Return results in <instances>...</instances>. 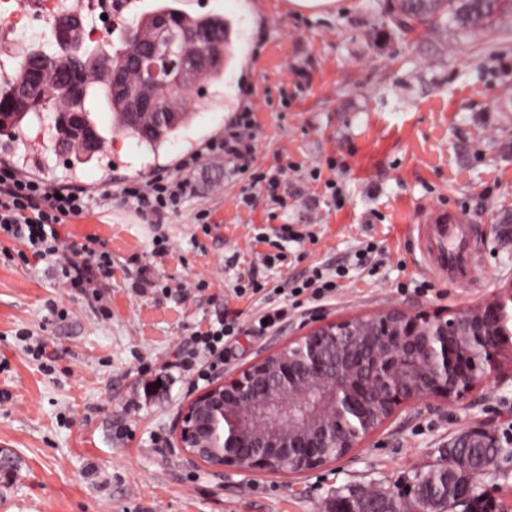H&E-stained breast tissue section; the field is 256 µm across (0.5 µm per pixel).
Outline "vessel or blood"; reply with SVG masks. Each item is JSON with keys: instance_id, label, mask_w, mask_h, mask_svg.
<instances>
[{"instance_id": "obj_1", "label": "vessel or blood", "mask_w": 512, "mask_h": 512, "mask_svg": "<svg viewBox=\"0 0 512 512\" xmlns=\"http://www.w3.org/2000/svg\"><path fill=\"white\" fill-rule=\"evenodd\" d=\"M469 224L452 211H435L422 226L420 249L433 274L466 282L472 265Z\"/></svg>"}]
</instances>
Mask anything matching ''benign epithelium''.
<instances>
[{
	"mask_svg": "<svg viewBox=\"0 0 512 512\" xmlns=\"http://www.w3.org/2000/svg\"><path fill=\"white\" fill-rule=\"evenodd\" d=\"M177 19L158 12L128 26L120 39L128 52L82 43L83 20L64 16L52 30L56 43L70 50L64 97L70 106L54 113L55 143L91 154L97 128L82 109L85 80L97 74L111 96L124 103V120L144 121L159 129L173 121L161 104L158 72L168 92L178 93L211 67L209 53L216 27L184 29L173 35ZM28 79L0 103V128L8 108L46 107L42 63L29 49L21 54ZM512 281L497 298L456 312H404L389 309L368 318L324 321L288 345L241 372L198 392L181 410L176 443L187 459L216 471L281 473L290 457L300 461L297 474L329 462L325 449L348 456L403 405L462 399L480 375L496 368L506 344L512 345ZM499 435L476 422L448 440V447L497 448ZM403 500L387 499L372 488L350 495L346 504L332 500L326 512H402Z\"/></svg>",
	"mask_w": 512,
	"mask_h": 512,
	"instance_id": "obj_1",
	"label": "benign epithelium"
}]
</instances>
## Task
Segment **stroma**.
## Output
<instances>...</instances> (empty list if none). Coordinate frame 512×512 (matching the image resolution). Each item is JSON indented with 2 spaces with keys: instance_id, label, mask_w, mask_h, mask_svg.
<instances>
[{
  "instance_id": "obj_1",
  "label": "stroma",
  "mask_w": 512,
  "mask_h": 512,
  "mask_svg": "<svg viewBox=\"0 0 512 512\" xmlns=\"http://www.w3.org/2000/svg\"><path fill=\"white\" fill-rule=\"evenodd\" d=\"M392 6L344 0L313 18L289 0H192L191 11L229 28L224 81L192 101L194 122L158 153L116 134L107 156L75 167L25 130L8 163L26 168L30 150L42 149L39 177L97 193L174 173L181 155L201 152L249 104L257 165L288 167L287 206L270 212L259 195L242 207V181L203 155L196 195L167 223L115 207L66 225L70 242L91 235L112 255V280L97 297L73 295L48 263L0 255V449L12 457L0 467V512H321L359 487L408 493L415 472L473 421L512 436L506 348L462 400L405 405L363 447L304 475L217 473L187 461L176 443L181 408L205 387L180 367L186 343L225 309L262 307L258 296L233 294L249 278L279 284L315 267L347 270L335 300L304 304L270 335L236 336L221 376L320 319L462 309L512 279V10L474 39L448 27L406 40L389 20ZM203 209L210 225L194 221ZM433 209L457 211L476 229L467 284L423 266L417 227ZM286 225L307 241L264 266L269 248L256 235ZM160 234L171 247L162 259L153 255ZM368 243L371 272L354 259ZM142 266L157 287L133 288ZM23 327L47 343L51 368L27 355Z\"/></svg>"
}]
</instances>
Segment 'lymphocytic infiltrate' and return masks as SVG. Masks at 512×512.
Listing matches in <instances>:
<instances>
[{
    "label": "lymphocytic infiltrate",
    "mask_w": 512,
    "mask_h": 512,
    "mask_svg": "<svg viewBox=\"0 0 512 512\" xmlns=\"http://www.w3.org/2000/svg\"><path fill=\"white\" fill-rule=\"evenodd\" d=\"M255 123L251 109L240 112L235 121L219 135L209 140L204 154L183 158L176 175L155 174L121 187L117 192L89 194L83 191L56 190L45 180L22 172L18 167L0 164V237L23 245L38 262L52 263L64 284L87 295L112 278V257L108 252L89 246L77 247L66 243L59 228L86 217L94 211L111 208L113 198H120L123 205L134 209L152 223H163L170 215L178 213L193 194L191 175L198 167L202 155L221 156L232 166L234 175L247 176L249 183L243 189L240 201L252 206L253 191L264 188L270 202L282 205L280 188L286 170L272 172L253 171ZM343 269H336L334 277H327L321 269H312L302 279L278 285L274 294L283 296L279 305H271L255 312L248 324H241L239 316L226 312L223 319L206 331L194 332L193 349L211 357L214 363L224 360V341L249 330L263 336L285 324L292 306L290 300L308 294L311 300L324 301L335 297L337 277Z\"/></svg>",
    "instance_id": "obj_1"
}]
</instances>
